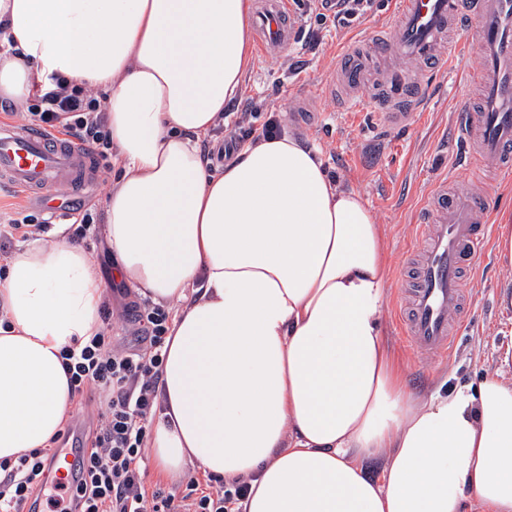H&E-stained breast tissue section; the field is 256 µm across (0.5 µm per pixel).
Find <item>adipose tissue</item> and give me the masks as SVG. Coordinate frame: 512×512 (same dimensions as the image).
<instances>
[{"instance_id":"1","label":"adipose tissue","mask_w":512,"mask_h":512,"mask_svg":"<svg viewBox=\"0 0 512 512\" xmlns=\"http://www.w3.org/2000/svg\"><path fill=\"white\" fill-rule=\"evenodd\" d=\"M253 0H0V100L53 74L105 93L112 272L174 304L147 445L246 480L245 512H512V382L415 393L382 322L386 228L292 133L218 172L197 146L242 91ZM0 272V459L71 406L60 352L102 331L106 282L66 225ZM379 462L370 474L369 462Z\"/></svg>"}]
</instances>
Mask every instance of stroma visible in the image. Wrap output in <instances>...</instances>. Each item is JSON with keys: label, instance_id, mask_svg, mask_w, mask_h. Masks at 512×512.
I'll list each match as a JSON object with an SVG mask.
<instances>
[{"label": "stroma", "instance_id": "stroma-1", "mask_svg": "<svg viewBox=\"0 0 512 512\" xmlns=\"http://www.w3.org/2000/svg\"><path fill=\"white\" fill-rule=\"evenodd\" d=\"M392 2L373 0L366 20L348 28L338 30L333 22H326L323 40L315 49L292 48L270 56L253 53L243 95L256 104L255 126H262L264 114L276 113L283 130L316 146L329 173L359 190L378 222L386 225L390 277L383 325L388 342L409 366L410 387L422 393L444 379L453 385L493 373L512 379V310L499 303L500 285L512 279V266L503 265L497 249L480 259L477 276L466 282L471 290L467 327L447 363L435 362L400 333L396 315V297L404 283L400 265L416 244L415 217L428 200L438 168L444 165L451 171L452 190L488 200L497 216L512 212V190L495 185L491 170H471L462 159L454 115L459 100L469 92L463 76L475 69V60L428 80V108L406 129L377 121L374 103L352 111L328 93L326 86L342 48L367 39L376 26L390 22ZM304 96L314 101L319 114L315 123L302 124L294 118Z\"/></svg>", "mask_w": 512, "mask_h": 512}]
</instances>
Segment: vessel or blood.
I'll return each mask as SVG.
<instances>
[{
  "label": "vessel or blood",
  "instance_id": "1",
  "mask_svg": "<svg viewBox=\"0 0 512 512\" xmlns=\"http://www.w3.org/2000/svg\"><path fill=\"white\" fill-rule=\"evenodd\" d=\"M261 53L295 45L299 20L290 0H258L255 15ZM477 59V105L462 102L457 133L473 159L512 183V0H398L391 22L370 40L351 42L334 73L347 90L346 105L365 99L380 107L381 123L405 127L416 119L427 75L441 76L458 57ZM90 153L78 143L52 138L43 129L0 123V186L45 202L48 189L77 195L88 179ZM428 209L417 226L424 248L401 289L404 335L436 359L447 360L468 310L466 273L491 245L488 202L448 193L440 171Z\"/></svg>",
  "mask_w": 512,
  "mask_h": 512
}]
</instances>
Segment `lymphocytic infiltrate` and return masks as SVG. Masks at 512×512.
Returning <instances> with one entry per match:
<instances>
[{
    "instance_id": "1",
    "label": "lymphocytic infiltrate",
    "mask_w": 512,
    "mask_h": 512,
    "mask_svg": "<svg viewBox=\"0 0 512 512\" xmlns=\"http://www.w3.org/2000/svg\"><path fill=\"white\" fill-rule=\"evenodd\" d=\"M303 15L314 17L309 43L322 40L321 26L333 20L346 28L365 18L372 0H295ZM31 119L45 131H56L87 145L94 161L108 160L111 139L105 106L93 92L52 76L49 85L35 94L26 107ZM253 104H245L224 144L207 148L210 161L229 158L241 144L255 136L273 137L281 132L276 117L254 127ZM123 320L132 324L134 342L116 345L109 332L93 336L80 350L61 354L72 395L98 390L106 395L98 420L75 467L60 512H243L248 492L244 481L222 483L210 489L189 480L186 492L175 495L162 489L148 490L142 464L146 443L158 408V387L165 360L169 331L165 306L138 298L124 304ZM53 448H34L0 460V512H34L52 486Z\"/></svg>"
}]
</instances>
